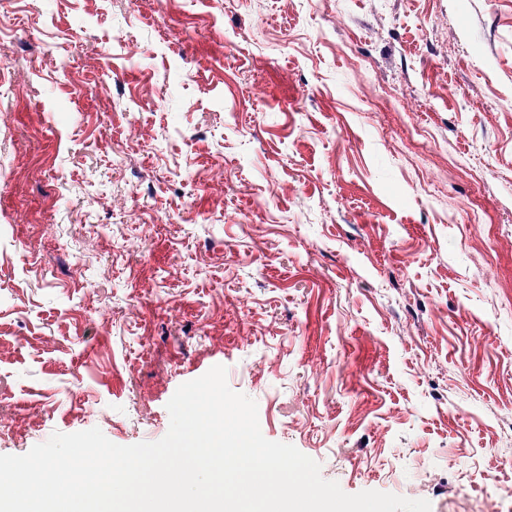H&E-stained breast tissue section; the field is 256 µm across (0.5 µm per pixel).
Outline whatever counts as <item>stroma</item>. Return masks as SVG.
<instances>
[{"instance_id":"1","label":"stroma","mask_w":512,"mask_h":512,"mask_svg":"<svg viewBox=\"0 0 512 512\" xmlns=\"http://www.w3.org/2000/svg\"><path fill=\"white\" fill-rule=\"evenodd\" d=\"M0 16V455L221 365L345 493L512 512V0Z\"/></svg>"}]
</instances>
